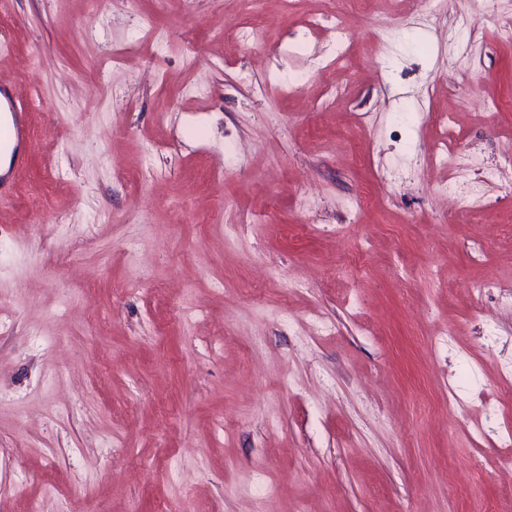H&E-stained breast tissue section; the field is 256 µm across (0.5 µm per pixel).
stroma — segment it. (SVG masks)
I'll return each instance as SVG.
<instances>
[{"mask_svg":"<svg viewBox=\"0 0 512 512\" xmlns=\"http://www.w3.org/2000/svg\"><path fill=\"white\" fill-rule=\"evenodd\" d=\"M333 6L0 0V512H512V0ZM310 27L315 31L327 30L330 32V41L336 50L337 65L350 38L348 30L343 26L339 17L334 11H329L311 22ZM2 111L7 117L3 124L0 120V148L9 146L12 142L16 147L25 139L26 125L22 119V112H17L13 100L0 89V112Z\"/></svg>","mask_w":512,"mask_h":512,"instance_id":"obj_1","label":"stroma"}]
</instances>
